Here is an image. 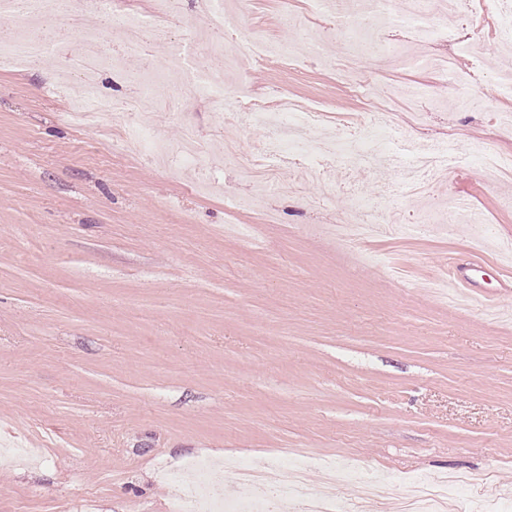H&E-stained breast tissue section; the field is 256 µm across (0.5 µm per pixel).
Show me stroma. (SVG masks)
<instances>
[{
  "label": "stroma",
  "mask_w": 512,
  "mask_h": 512,
  "mask_svg": "<svg viewBox=\"0 0 512 512\" xmlns=\"http://www.w3.org/2000/svg\"><path fill=\"white\" fill-rule=\"evenodd\" d=\"M186 0L167 39L144 35L145 59L127 58L97 79L100 94H134L125 72L163 70L179 52L183 71L212 70L199 36L206 15ZM248 38L297 47L289 63L266 57L247 86L314 102L341 133L378 113L409 123L411 140H451L461 154L429 193L385 195L394 177L342 162L299 195L289 169L259 187L224 160L265 130L229 124L237 80L224 102L154 98L145 122L178 142L192 125L195 164L166 167L145 147L115 150L111 120H62L64 79L39 68L0 69V448L40 449L24 466L0 463V512H171L183 487L160 472L190 459L227 457L265 468L271 487L285 461H336L362 476L420 477L490 470L462 501H493L512 485V319L451 308L427 284L469 252L512 278V181H492L474 143L512 158V72L496 16L471 0L452 16L425 11L442 35L419 42L404 25L409 0H391L381 36L327 38L344 19L312 0H226ZM363 77L351 92L336 74L350 52ZM425 58L451 63L469 87L453 92ZM380 210L386 228L360 250L334 228L348 189ZM252 194L253 210L232 198ZM466 198L480 226L431 217Z\"/></svg>",
  "instance_id": "1"
}]
</instances>
